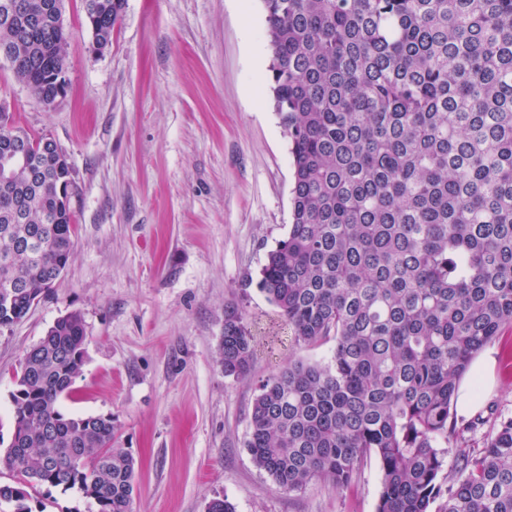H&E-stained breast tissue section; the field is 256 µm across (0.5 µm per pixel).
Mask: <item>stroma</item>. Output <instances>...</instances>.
<instances>
[{
	"label": "stroma",
	"instance_id": "35a3bbf8",
	"mask_svg": "<svg viewBox=\"0 0 512 512\" xmlns=\"http://www.w3.org/2000/svg\"><path fill=\"white\" fill-rule=\"evenodd\" d=\"M67 92L45 107L0 60V101L66 152L80 188L74 254L28 315L0 330V440L11 438L14 376L61 316L86 330L71 415L111 416L137 466L134 512H375L377 462L344 489L281 490L245 443L260 382L330 345L296 346L255 284L288 233L293 165L268 83L262 0H127L103 51L81 0H63ZM252 286H243L245 277ZM252 336L243 378L220 361L224 308ZM485 352L492 386L480 415L512 416V329ZM33 512H95L77 491L41 486Z\"/></svg>",
	"mask_w": 512,
	"mask_h": 512
}]
</instances>
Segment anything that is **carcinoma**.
I'll return each mask as SVG.
<instances>
[{
    "label": "carcinoma",
    "instance_id": "obj_1",
    "mask_svg": "<svg viewBox=\"0 0 512 512\" xmlns=\"http://www.w3.org/2000/svg\"><path fill=\"white\" fill-rule=\"evenodd\" d=\"M0 20L14 76L46 107L67 35L46 0ZM269 85L293 158L292 224L258 289L298 346L332 344L325 363H291L259 385L246 448L289 493L381 473L376 512H512V417L491 414L483 451L445 470L456 391L476 355L512 328V0H262ZM106 48L126 0H82ZM34 146L35 179L0 180V329L21 321L64 270L80 195L43 134L0 111ZM19 282L18 291L9 284ZM77 312L24 355L13 431L0 449V506L33 512L30 491L78 490L96 512H133L135 459L110 416H66L84 364ZM239 307L224 310V375L250 373Z\"/></svg>",
    "mask_w": 512,
    "mask_h": 512
}]
</instances>
